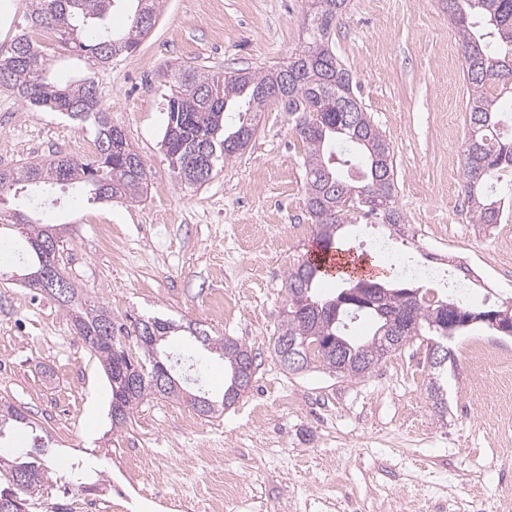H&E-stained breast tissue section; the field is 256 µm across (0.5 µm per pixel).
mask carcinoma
<instances>
[{
  "instance_id": "obj_1",
  "label": "carcinoma",
  "mask_w": 512,
  "mask_h": 512,
  "mask_svg": "<svg viewBox=\"0 0 512 512\" xmlns=\"http://www.w3.org/2000/svg\"><path fill=\"white\" fill-rule=\"evenodd\" d=\"M131 5V19L123 33L108 24L110 12ZM463 58L467 84L468 134L464 149L461 188L467 199L468 222L490 227L512 213L505 209L497 186L512 175V133L503 130L505 112L501 96L512 94V0H444ZM159 0H28L25 25L9 45L0 47V89L18 100L49 107L74 120H93L97 152L84 158L57 155L18 167L0 168V202L9 196L25 197L26 207L10 215L12 224L27 228L30 251L23 269L35 272L41 259L33 244L62 235L52 225L35 218L42 196L56 186L80 189L87 201L114 198L139 202L147 194L149 170L143 157L127 138L115 134L111 113L102 108L94 77L60 86L47 76L49 58L30 39V32L50 26L62 46L91 58L104 67L112 58L134 52L156 24ZM349 0H311L307 38L302 49L283 66L270 70L211 74L188 66L172 74V92L167 99L162 146L176 180L202 186L224 163L247 147L256 131L253 118L271 104L270 92L288 78L285 97L277 103L293 116L304 150L305 205L317 229L322 252L340 251L337 238L348 224H385L393 233L403 232L405 219L396 205L397 175L389 142L371 120L355 95L353 78L336 55L331 33L346 12ZM324 275L321 266L305 259L288 272L287 316L278 337L298 343L339 340L344 356L338 358L317 347L304 355L340 377L360 379L395 350L390 338L403 337L407 344L423 334L439 342L445 336V309L471 312L454 298L443 300L420 292L414 300L405 288L386 289L383 305H332V299L317 296ZM67 312L75 333L95 353L111 388L112 425L126 423L131 411L145 397L159 395L186 400L194 410L210 416L236 403L246 388L236 383L240 369L254 374L255 357L233 337L214 338L196 326H187L200 343L224 357L230 369L221 399L206 393H185L179 382L163 388L150 377L135 388L127 384V371L142 366L152 371V357L163 354V342L179 326L158 318L119 320L103 306H89L73 285L56 298ZM448 320L456 319L452 313ZM372 324L369 337L357 341L347 326L356 318ZM136 341L137 354L124 338L145 335ZM448 362L434 367L429 395L439 413L447 412L441 378ZM28 418L14 405L0 401V436L5 428L26 424ZM47 448L35 438L33 449L21 459L0 458V512H28L34 495L42 488L41 457Z\"/></svg>"
}]
</instances>
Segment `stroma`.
I'll return each mask as SVG.
<instances>
[{
  "label": "stroma",
  "mask_w": 512,
  "mask_h": 512,
  "mask_svg": "<svg viewBox=\"0 0 512 512\" xmlns=\"http://www.w3.org/2000/svg\"><path fill=\"white\" fill-rule=\"evenodd\" d=\"M307 0H160L156 24L135 52L97 70L76 52L56 49L51 80L65 84L93 75L114 124L144 158L146 198L88 204L74 189L39 217L66 227L60 263L89 304L113 315L193 322L214 336L251 349L249 389L223 414L182 418L187 403L148 396L127 423L112 427L111 392L94 352L75 334L66 311L46 295L15 282L27 249L21 229L0 233L10 257L0 262V399L26 413L0 439V455L32 445V426L51 436L43 457L44 483L31 512H208L225 471L240 478V494L224 512H512V441L497 431L512 371L475 370L469 341L494 339L486 327L459 336L443 382L448 411L438 415L428 394L431 368L425 341L389 353L360 379L323 368L285 370L273 344L287 307L285 279L316 244L304 204L303 145L291 116L277 105L262 112L242 154L200 187L171 175L161 139L166 123L167 74L184 66L225 73L285 64L306 37ZM457 33L441 0H350L331 34L357 84V96L386 135L397 170L405 234L394 251L430 261L427 238L447 227L449 208L465 213L459 182L467 114L461 65H449ZM92 126L0 91V167L55 155L80 156L93 145ZM110 225L119 254L103 250L97 227ZM305 225L292 237L290 227ZM456 251L474 252L498 268L505 283L473 307L512 304V263H501L493 230L478 225L456 233ZM234 309L219 317L216 296ZM165 349L193 363L199 386L224 393V359L188 333L168 337ZM488 384L470 403L462 398L474 373ZM82 464L92 483L69 478ZM137 487L113 498L130 464Z\"/></svg>",
  "instance_id": "obj_1"
}]
</instances>
